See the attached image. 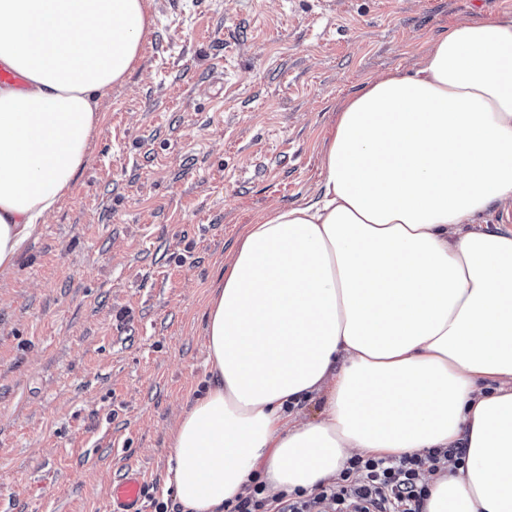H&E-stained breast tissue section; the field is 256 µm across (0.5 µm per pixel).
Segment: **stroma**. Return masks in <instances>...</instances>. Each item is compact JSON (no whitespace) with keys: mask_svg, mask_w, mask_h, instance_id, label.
Wrapping results in <instances>:
<instances>
[{"mask_svg":"<svg viewBox=\"0 0 512 512\" xmlns=\"http://www.w3.org/2000/svg\"><path fill=\"white\" fill-rule=\"evenodd\" d=\"M72 191L0 273V512H106L130 464L175 497L170 431L209 379L207 302L246 225L315 197L370 80L512 0H153Z\"/></svg>","mask_w":512,"mask_h":512,"instance_id":"1","label":"stroma"}]
</instances>
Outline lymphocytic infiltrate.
Instances as JSON below:
<instances>
[{
  "label": "lymphocytic infiltrate",
  "instance_id": "lymphocytic-infiltrate-1",
  "mask_svg": "<svg viewBox=\"0 0 512 512\" xmlns=\"http://www.w3.org/2000/svg\"><path fill=\"white\" fill-rule=\"evenodd\" d=\"M451 465L466 467L463 444L398 458L356 454L334 482L273 497L255 471L243 493L225 501L224 512H425L430 482L443 477Z\"/></svg>",
  "mask_w": 512,
  "mask_h": 512
}]
</instances>
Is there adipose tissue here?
I'll use <instances>...</instances> for the list:
<instances>
[{
  "mask_svg": "<svg viewBox=\"0 0 512 512\" xmlns=\"http://www.w3.org/2000/svg\"><path fill=\"white\" fill-rule=\"evenodd\" d=\"M153 26L149 0H0V271L70 193ZM512 21L438 37L414 73L343 104L315 199L246 225L210 295L213 387L171 431L184 512H218L259 471L313 489L354 453L465 439L426 512H512ZM499 381L484 393L478 383ZM323 401L318 417L300 405Z\"/></svg>",
  "mask_w": 512,
  "mask_h": 512,
  "instance_id": "adipose-tissue-1",
  "label": "adipose tissue"
}]
</instances>
